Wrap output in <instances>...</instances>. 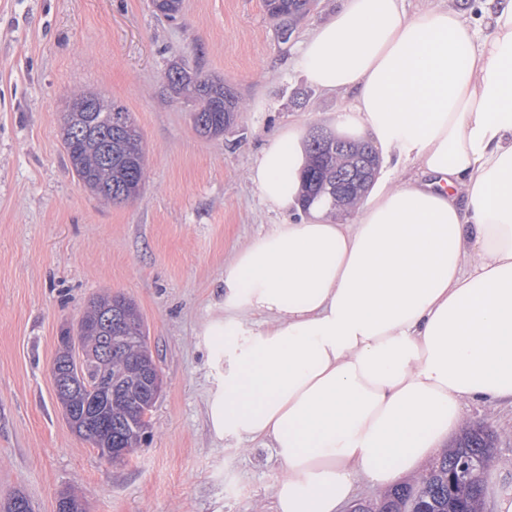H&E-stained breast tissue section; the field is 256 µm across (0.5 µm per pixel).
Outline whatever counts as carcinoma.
Returning a JSON list of instances; mask_svg holds the SVG:
<instances>
[{
  "mask_svg": "<svg viewBox=\"0 0 512 512\" xmlns=\"http://www.w3.org/2000/svg\"><path fill=\"white\" fill-rule=\"evenodd\" d=\"M182 0H153L156 12L173 18ZM308 0H265L269 15L280 21V29H290L304 16ZM176 75L166 74L165 82L176 95L187 94L200 102L192 112L195 130L204 137L224 134L238 111L237 97L224 83L186 64L171 66ZM76 112L64 118L63 145L73 174L79 183L106 201L135 199L145 184L146 156L140 131L127 110L97 94L79 89L73 92ZM307 164L303 174L301 207L315 204L329 207L331 213L354 211L363 195L353 193L334 197L336 178L358 170L363 184L370 186L378 170L373 168L376 150L365 140H347L341 147L330 140L309 138ZM84 328L78 344L59 347L52 371L63 372L77 361L75 348L87 353L98 349L112 336V373L126 378L125 387L107 400L99 389V373L87 365L83 371L81 397L70 403L61 401L72 431L91 442L106 455L103 443L130 454L140 447L150 428L148 414L156 398V386L149 371L154 361L146 332L135 304L123 296L98 295L90 299L82 317ZM112 424V433L98 431L97 423ZM495 436L482 426L463 430L417 480L387 492L373 506L358 512H480L483 505L482 477L489 463L478 464L483 449L495 447ZM0 512H32L25 495L17 492L0 505ZM57 512H87L76 496L63 492Z\"/></svg>",
  "mask_w": 512,
  "mask_h": 512,
  "instance_id": "1",
  "label": "carcinoma"
}]
</instances>
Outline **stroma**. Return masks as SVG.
<instances>
[{"label":"stroma","instance_id":"1","mask_svg":"<svg viewBox=\"0 0 512 512\" xmlns=\"http://www.w3.org/2000/svg\"><path fill=\"white\" fill-rule=\"evenodd\" d=\"M338 0H317L282 40L263 0H0V500L21 492L56 512L70 490L89 512H273L272 449L217 438L207 414L219 378L207 322L224 265L289 221L249 178L268 134L291 121L332 129L344 99L307 83L291 59ZM223 79L239 110L200 136L193 102L167 92L170 63ZM92 88L131 112L146 148L140 197L112 204L73 177L61 139L72 93ZM112 291L138 306L163 378L151 441L112 464L69 428L51 367L63 329ZM494 432L486 512L512 496V404L471 403Z\"/></svg>","mask_w":512,"mask_h":512}]
</instances>
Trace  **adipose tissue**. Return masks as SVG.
I'll return each instance as SVG.
<instances>
[{
	"label": "adipose tissue",
	"mask_w": 512,
	"mask_h": 512,
	"mask_svg": "<svg viewBox=\"0 0 512 512\" xmlns=\"http://www.w3.org/2000/svg\"><path fill=\"white\" fill-rule=\"evenodd\" d=\"M481 13L340 0L292 59L384 166L353 221L311 210L224 266L209 425L273 448L274 512H339L417 472L464 405L512 401V0ZM303 137L274 129L250 171L287 214Z\"/></svg>",
	"instance_id": "1"
}]
</instances>
